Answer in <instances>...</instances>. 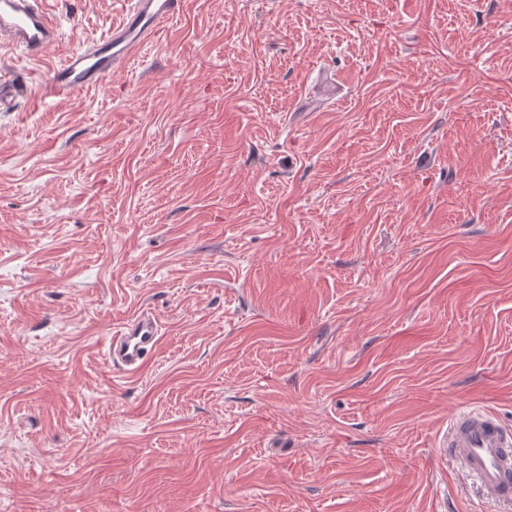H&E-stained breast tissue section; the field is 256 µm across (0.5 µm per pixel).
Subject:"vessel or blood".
<instances>
[{
  "label": "vessel or blood",
  "mask_w": 512,
  "mask_h": 512,
  "mask_svg": "<svg viewBox=\"0 0 512 512\" xmlns=\"http://www.w3.org/2000/svg\"><path fill=\"white\" fill-rule=\"evenodd\" d=\"M184 0H128L125 16L99 40L72 50L51 67L46 94L64 97L96 86L125 67L161 26L180 14ZM59 25L47 0H0V43L43 57L59 40ZM159 340L158 324L143 312L124 324L109 342L108 357L123 374H136ZM443 461L473 478L491 502H512V428L494 411L470 408L455 413L438 443Z\"/></svg>",
  "instance_id": "b4317fda"
}]
</instances>
